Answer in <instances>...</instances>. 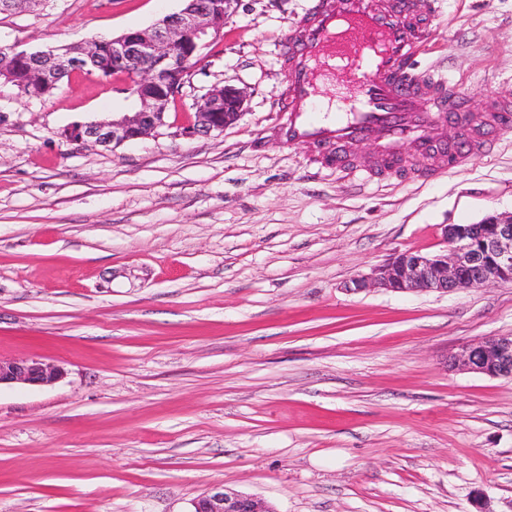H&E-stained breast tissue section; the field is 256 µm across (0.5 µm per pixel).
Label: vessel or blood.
<instances>
[{
	"mask_svg": "<svg viewBox=\"0 0 512 512\" xmlns=\"http://www.w3.org/2000/svg\"><path fill=\"white\" fill-rule=\"evenodd\" d=\"M419 11L420 0H315L288 43L282 138L328 145L322 158L339 168L355 143L374 142L370 177L393 170L403 143L438 145L442 119L464 123L472 112L467 91L419 63L430 47ZM329 79L336 96L316 106L315 91ZM484 110L481 143L490 151L512 130V104L492 99Z\"/></svg>",
	"mask_w": 512,
	"mask_h": 512,
	"instance_id": "obj_1",
	"label": "vessel or blood"
}]
</instances>
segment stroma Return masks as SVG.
<instances>
[{
  "label": "stroma",
  "instance_id": "stroma-1",
  "mask_svg": "<svg viewBox=\"0 0 512 512\" xmlns=\"http://www.w3.org/2000/svg\"><path fill=\"white\" fill-rule=\"evenodd\" d=\"M313 0H241L165 126L116 148L61 129L131 109L82 72L45 99L0 81V358L58 366L0 387V512H193L221 486L270 512H512V381L449 369L512 335V284L350 292L442 228L512 213V133L448 167L364 179L291 145L281 94ZM183 0H25L0 43L146 29ZM423 66L512 101V0H432ZM245 91L223 133L185 137L213 86Z\"/></svg>",
  "mask_w": 512,
  "mask_h": 512
}]
</instances>
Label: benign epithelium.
<instances>
[{
  "instance_id": "obj_1",
  "label": "benign epithelium",
  "mask_w": 512,
  "mask_h": 512,
  "mask_svg": "<svg viewBox=\"0 0 512 512\" xmlns=\"http://www.w3.org/2000/svg\"><path fill=\"white\" fill-rule=\"evenodd\" d=\"M239 0H185L179 12L149 29L129 30L106 40L59 48L18 50L1 45L0 57L21 53L33 79L47 89L58 87L65 72H121L128 76V97L134 107L112 118L76 122L60 133L69 144L92 142L117 146L143 138L165 125L171 103L166 89L183 82L200 65L204 49L223 36L224 19ZM244 91L220 87L196 106L183 134L224 132L242 116ZM447 249L437 254L398 253L371 274L351 281L348 290L380 288L390 292L451 293L496 283H512V214L490 215L476 224H446ZM492 378L512 381V336H486L449 358ZM61 370L30 358L0 359V385L43 386L56 382ZM195 512H269L253 497L221 487L212 488Z\"/></svg>"
}]
</instances>
